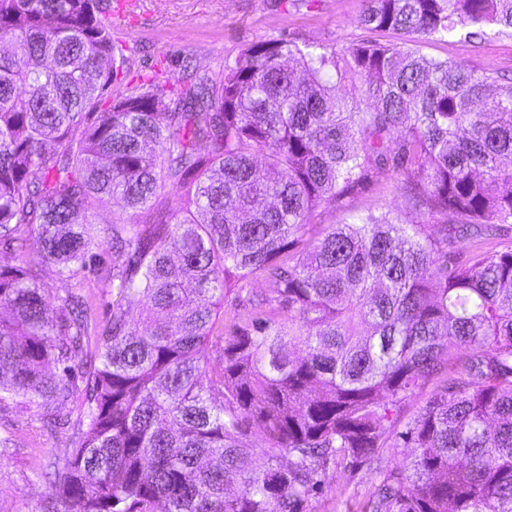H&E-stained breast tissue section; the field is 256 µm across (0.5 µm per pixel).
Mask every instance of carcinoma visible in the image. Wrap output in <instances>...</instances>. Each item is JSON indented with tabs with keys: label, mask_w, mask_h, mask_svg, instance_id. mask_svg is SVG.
<instances>
[{
	"label": "carcinoma",
	"mask_w": 512,
	"mask_h": 512,
	"mask_svg": "<svg viewBox=\"0 0 512 512\" xmlns=\"http://www.w3.org/2000/svg\"><path fill=\"white\" fill-rule=\"evenodd\" d=\"M360 22L403 43L269 38L218 81L121 87L98 0H0V404L52 427L82 398L40 512H305L336 458L384 448L405 465L366 512H512V245L479 247L512 231V82L406 46L512 28V0H365ZM375 176L452 226L312 223ZM168 189L176 224L119 213L108 243L80 219ZM107 243L109 318L69 288L50 306L38 266L71 279Z\"/></svg>",
	"instance_id": "carcinoma-1"
}]
</instances>
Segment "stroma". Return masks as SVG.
Returning a JSON list of instances; mask_svg holds the SVG:
<instances>
[{
  "label": "stroma",
  "instance_id": "obj_1",
  "mask_svg": "<svg viewBox=\"0 0 512 512\" xmlns=\"http://www.w3.org/2000/svg\"><path fill=\"white\" fill-rule=\"evenodd\" d=\"M363 8L364 0H140L136 22L112 32L128 59V69L118 81L133 82L146 73L174 79L187 67L216 78L225 64L266 38L285 37L339 54L361 42L390 41V34L360 24ZM415 47L423 55L451 60L480 75L512 79L511 29L486 28L473 36L462 27L445 40H420ZM404 207L393 183L379 178L341 208L318 209L314 221L337 224L351 214ZM43 282L56 293L82 288L99 318H107L111 296L99 273L66 280L48 267ZM79 415V403H72L67 425L48 433L42 431L36 410L13 403L0 406V437L12 440L11 448L0 455V512H37L49 493L48 483L38 477L42 456L49 450L65 454ZM401 462V456L387 448L371 462L336 463L307 512H365L382 470Z\"/></svg>",
  "mask_w": 512,
  "mask_h": 512
}]
</instances>
